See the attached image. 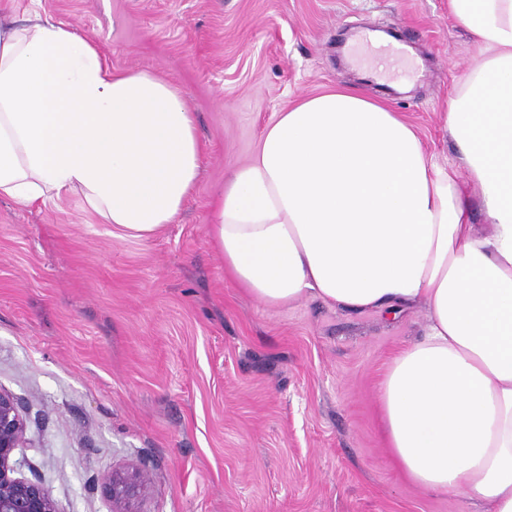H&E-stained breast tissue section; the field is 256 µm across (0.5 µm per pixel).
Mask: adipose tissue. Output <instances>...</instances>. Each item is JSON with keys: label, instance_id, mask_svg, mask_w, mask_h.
Listing matches in <instances>:
<instances>
[{"label": "adipose tissue", "instance_id": "adipose-tissue-1", "mask_svg": "<svg viewBox=\"0 0 512 512\" xmlns=\"http://www.w3.org/2000/svg\"><path fill=\"white\" fill-rule=\"evenodd\" d=\"M478 55L446 103L456 166L360 88L300 99L233 169L210 234L232 279L273 307L424 306L392 362L382 424L435 494L512 512V0H448ZM193 114L157 74L112 73L64 24L0 25V198L76 193L141 237L174 223L199 178ZM476 190L489 222L469 221Z\"/></svg>", "mask_w": 512, "mask_h": 512}]
</instances>
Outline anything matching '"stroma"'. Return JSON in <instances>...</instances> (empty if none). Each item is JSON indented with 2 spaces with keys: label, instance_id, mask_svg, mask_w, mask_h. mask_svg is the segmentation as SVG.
<instances>
[{
  "label": "stroma",
  "instance_id": "35a3bbf8",
  "mask_svg": "<svg viewBox=\"0 0 512 512\" xmlns=\"http://www.w3.org/2000/svg\"><path fill=\"white\" fill-rule=\"evenodd\" d=\"M36 14L113 72L170 82L205 150L177 221L140 238L75 194L0 199V389L28 417L21 474L62 512H111L104 477L130 465L152 475L146 512H483L413 484L386 446L381 383L423 308L263 305L209 234L225 174L278 112L331 86L387 101L454 162L445 104L477 47L448 0H16L17 24ZM373 30L413 47L421 75L349 63Z\"/></svg>",
  "mask_w": 512,
  "mask_h": 512
}]
</instances>
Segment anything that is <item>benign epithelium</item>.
Returning <instances> with one entry per match:
<instances>
[{
	"label": "benign epithelium",
	"mask_w": 512,
	"mask_h": 512,
	"mask_svg": "<svg viewBox=\"0 0 512 512\" xmlns=\"http://www.w3.org/2000/svg\"><path fill=\"white\" fill-rule=\"evenodd\" d=\"M28 444V424L17 399L0 389V512H60L50 490L18 476L15 452ZM111 512H144L153 495L149 472L140 467L112 470L105 477Z\"/></svg>",
	"instance_id": "obj_1"
}]
</instances>
